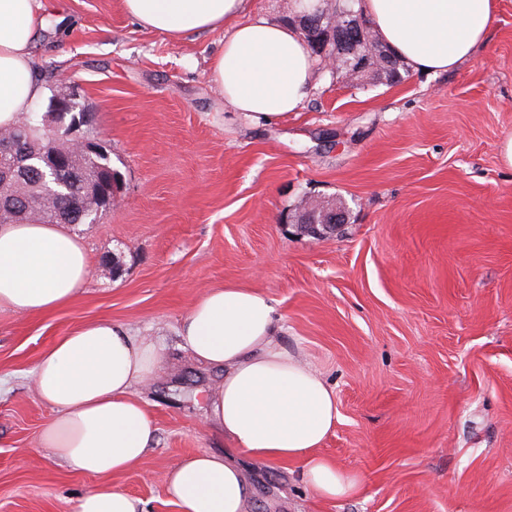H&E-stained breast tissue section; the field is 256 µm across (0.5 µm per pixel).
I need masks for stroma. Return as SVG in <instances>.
Listing matches in <instances>:
<instances>
[{
	"mask_svg": "<svg viewBox=\"0 0 512 512\" xmlns=\"http://www.w3.org/2000/svg\"><path fill=\"white\" fill-rule=\"evenodd\" d=\"M61 2L35 71L47 93L77 91L93 115L79 134L123 188L99 223L69 227L93 262L75 300L0 309V512H73L94 482L38 447L53 412L31 371L95 320L165 350L137 389L153 446L112 484L138 512H178L161 472L224 436L205 424L223 372L195 363L177 328L228 283L271 300L280 343L335 391L341 421L322 452L361 478L358 494L322 500L297 465L244 457L251 512H512V0L456 69L355 85L322 66L303 109L271 123L212 82L223 32L178 41L120 0ZM304 199L335 202L344 223L305 232Z\"/></svg>",
	"mask_w": 512,
	"mask_h": 512,
	"instance_id": "35a3bbf8",
	"label": "stroma"
}]
</instances>
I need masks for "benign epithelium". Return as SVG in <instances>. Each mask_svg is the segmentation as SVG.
I'll return each instance as SVG.
<instances>
[{
  "label": "benign epithelium",
  "mask_w": 512,
  "mask_h": 512,
  "mask_svg": "<svg viewBox=\"0 0 512 512\" xmlns=\"http://www.w3.org/2000/svg\"><path fill=\"white\" fill-rule=\"evenodd\" d=\"M300 24L305 33L309 34L315 54L332 70H345L349 81L359 83L374 68L373 62L383 57L382 64L391 73L394 63L387 57L374 40L371 28L366 19L352 11H338L327 8L324 16L304 14L300 16ZM75 94H59L52 99V112L60 116V120H49L43 127L44 138L50 146L42 154L30 153L27 146L14 140L0 142V161L5 160L16 166L27 165L39 173L40 180L54 179L62 184L68 182L65 171L70 161L76 157H92L102 152L97 144L77 136L82 125L88 122V116L80 113L70 121L62 117L76 111ZM121 185L110 181L103 184L99 191L98 205L88 211L91 224L99 222L101 214L112 207L114 196L120 191ZM300 211L311 213V219L304 224L307 231L314 236L336 228L345 221L344 211L333 205H316L310 209V203L304 202Z\"/></svg>",
  "instance_id": "benign-epithelium-1"
}]
</instances>
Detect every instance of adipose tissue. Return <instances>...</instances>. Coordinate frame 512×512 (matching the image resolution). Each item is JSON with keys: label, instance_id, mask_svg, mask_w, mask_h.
<instances>
[{"label": "adipose tissue", "instance_id": "obj_1", "mask_svg": "<svg viewBox=\"0 0 512 512\" xmlns=\"http://www.w3.org/2000/svg\"><path fill=\"white\" fill-rule=\"evenodd\" d=\"M498 0H360L373 31L412 70L458 67L485 44ZM145 29L180 38L223 31L210 73L236 111L272 122L300 111L313 87L308 42L286 23L246 18V0H121ZM48 0H0V129L13 128L45 95L34 74L33 48ZM92 261L60 224L0 226V308L40 315L71 303ZM275 309L261 292L227 284L206 289L177 330L193 358L223 369L213 390L211 423L226 453L178 460L161 476L179 512H250L253 488L232 461L294 462L317 497L356 493L357 475L339 469L320 447L339 423L336 394L321 375L276 339ZM163 364L155 340L109 320L89 322L59 338L32 370L40 399L55 412L39 447L95 477L74 512H137L112 476L139 464L156 434L136 394Z\"/></svg>", "mask_w": 512, "mask_h": 512}]
</instances>
